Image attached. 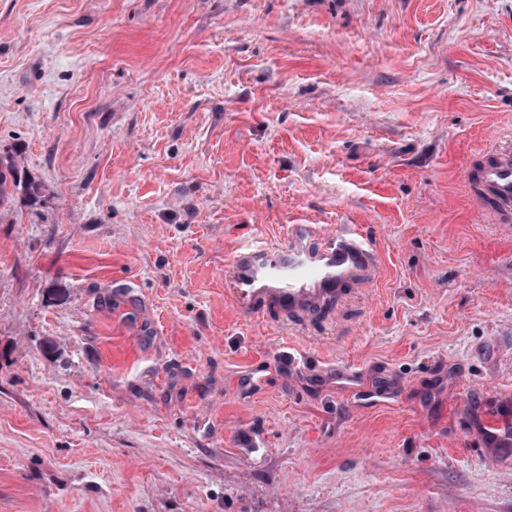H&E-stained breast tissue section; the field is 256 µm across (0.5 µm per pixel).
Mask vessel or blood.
<instances>
[{
    "mask_svg": "<svg viewBox=\"0 0 512 512\" xmlns=\"http://www.w3.org/2000/svg\"><path fill=\"white\" fill-rule=\"evenodd\" d=\"M467 184L493 223L512 227V141L486 149ZM289 236L282 248L250 244L236 253L230 298L239 312L253 314L268 304L285 311L322 309L349 285L370 280L381 265L375 244L355 225L324 230L293 224Z\"/></svg>",
    "mask_w": 512,
    "mask_h": 512,
    "instance_id": "b4317fda",
    "label": "vessel or blood"
}]
</instances>
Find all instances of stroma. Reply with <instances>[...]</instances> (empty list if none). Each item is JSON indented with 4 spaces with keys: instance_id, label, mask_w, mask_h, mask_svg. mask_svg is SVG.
<instances>
[{
    "instance_id": "1",
    "label": "stroma",
    "mask_w": 512,
    "mask_h": 512,
    "mask_svg": "<svg viewBox=\"0 0 512 512\" xmlns=\"http://www.w3.org/2000/svg\"><path fill=\"white\" fill-rule=\"evenodd\" d=\"M507 132L512 0H0V512H512ZM293 224L378 279L241 314ZM470 193L494 224L512 230V141L486 149L467 175Z\"/></svg>"
}]
</instances>
